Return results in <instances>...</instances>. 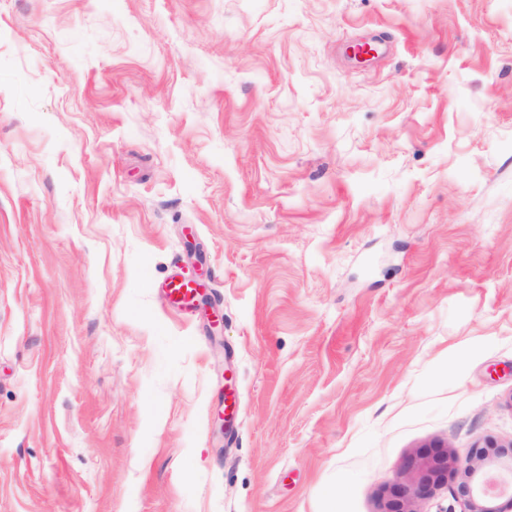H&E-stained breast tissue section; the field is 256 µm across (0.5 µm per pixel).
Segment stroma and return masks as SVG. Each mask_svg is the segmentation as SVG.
<instances>
[{"mask_svg":"<svg viewBox=\"0 0 512 512\" xmlns=\"http://www.w3.org/2000/svg\"><path fill=\"white\" fill-rule=\"evenodd\" d=\"M487 439L512 0H0V512H383ZM162 292L171 307H191L197 296V288L193 282L177 276L164 282Z\"/></svg>","mask_w":512,"mask_h":512,"instance_id":"1","label":"stroma"}]
</instances>
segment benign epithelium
Wrapping results in <instances>:
<instances>
[{"mask_svg": "<svg viewBox=\"0 0 512 512\" xmlns=\"http://www.w3.org/2000/svg\"><path fill=\"white\" fill-rule=\"evenodd\" d=\"M450 473L456 478L453 494L463 504V512H502L498 501L505 493L494 489V483L512 479V444L476 445L463 460L439 449L408 457L390 487L386 512H413L411 505L432 496Z\"/></svg>", "mask_w": 512, "mask_h": 512, "instance_id": "obj_1", "label": "benign epithelium"}]
</instances>
